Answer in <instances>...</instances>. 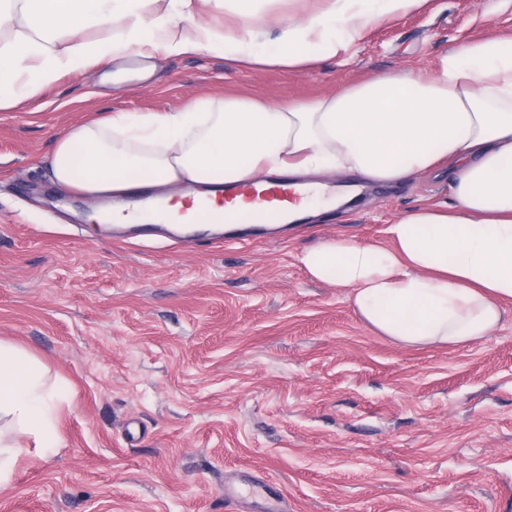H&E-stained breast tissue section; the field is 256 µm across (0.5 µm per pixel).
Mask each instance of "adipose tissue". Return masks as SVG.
I'll return each instance as SVG.
<instances>
[{
  "mask_svg": "<svg viewBox=\"0 0 512 512\" xmlns=\"http://www.w3.org/2000/svg\"><path fill=\"white\" fill-rule=\"evenodd\" d=\"M428 3L327 0L273 38L260 0H230L234 28L190 30L183 22L196 0H169L162 12L149 11L150 0H0V109L131 54L208 53L253 70L306 72ZM52 172L60 187L92 197L169 189L159 206L96 212L106 224H192L202 206L220 220L212 184L282 175L302 184L284 213L290 224L347 201L314 192L310 174L389 185L447 175L450 200L386 225L388 246L339 236L299 260L312 279L349 289L358 316L391 342L465 347L490 336L512 301V36L467 41L428 76H370L310 100L201 95L171 111L112 114L59 139ZM55 397L46 365L0 341V487L21 456L43 460L64 446Z\"/></svg>",
  "mask_w": 512,
  "mask_h": 512,
  "instance_id": "1",
  "label": "adipose tissue"
}]
</instances>
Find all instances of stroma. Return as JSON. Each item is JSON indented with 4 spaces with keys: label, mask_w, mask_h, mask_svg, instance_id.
<instances>
[{
    "label": "stroma",
    "mask_w": 512,
    "mask_h": 512,
    "mask_svg": "<svg viewBox=\"0 0 512 512\" xmlns=\"http://www.w3.org/2000/svg\"><path fill=\"white\" fill-rule=\"evenodd\" d=\"M509 33L512 0H429L309 72L170 56L125 91L92 70L0 111V340L48 367L65 437L20 458L0 512H225L228 477L273 491L238 512H512V304L471 346L402 347L299 261L339 234L385 244L386 224L449 197L446 181L338 175L360 190L348 206L215 248L203 231L188 246L115 238L89 220L100 201L59 189L51 167L71 127L106 114L315 98Z\"/></svg>",
    "instance_id": "stroma-1"
}]
</instances>
